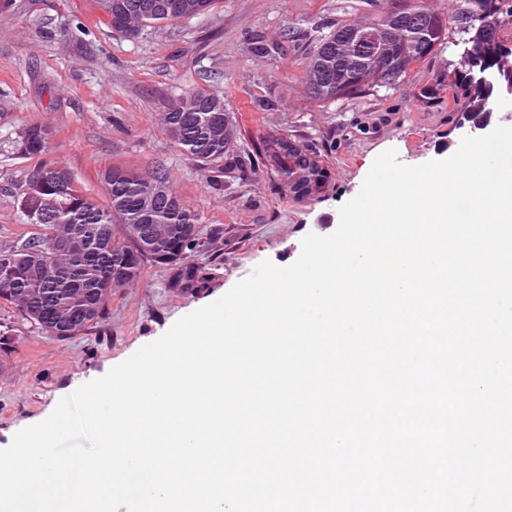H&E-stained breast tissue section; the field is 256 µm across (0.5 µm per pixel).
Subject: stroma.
I'll return each mask as SVG.
<instances>
[{
  "mask_svg": "<svg viewBox=\"0 0 512 512\" xmlns=\"http://www.w3.org/2000/svg\"><path fill=\"white\" fill-rule=\"evenodd\" d=\"M393 2L221 0L208 14L135 37L113 30L93 0H11L0 11V249L39 234L21 199L29 172L43 163L65 167L100 201L101 174L111 166L165 171L197 211L206 242L191 257L203 288H172L170 268L145 263L138 281L113 289L102 318L77 336L47 335L0 306V450L79 386L220 299L260 262L290 265L307 234H332L339 207L356 196L383 151L419 165L457 150L471 130L458 127L451 90L434 100L425 95L457 58L456 30L394 85L324 103L308 95L304 72L318 39L372 23ZM257 40L277 43V52L256 56ZM191 88L223 94L236 149L255 156L252 167L224 160L202 169L179 150L160 114ZM33 124L51 127L50 153L18 154L19 136ZM275 137L309 145L329 169L328 183L308 198L290 196L257 159L262 141Z\"/></svg>",
  "mask_w": 512,
  "mask_h": 512,
  "instance_id": "stroma-1",
  "label": "stroma"
}]
</instances>
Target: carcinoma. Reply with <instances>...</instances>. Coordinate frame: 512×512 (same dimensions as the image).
<instances>
[{"mask_svg":"<svg viewBox=\"0 0 512 512\" xmlns=\"http://www.w3.org/2000/svg\"><path fill=\"white\" fill-rule=\"evenodd\" d=\"M143 0H95L108 24L125 34L160 28L172 21L211 11L220 0H177L175 14H146ZM454 22L459 34L458 59L448 74L427 90L431 99L446 88L460 102V118L486 117L507 82H512V46L499 31L512 22V0H461ZM356 30L380 41L382 54L366 46L355 54L342 37ZM442 17L410 0L383 19L366 25H344L318 41L305 72V83L318 102L396 83L411 65L445 44ZM180 150L200 165L232 151L235 125L224 110V97L204 89L184 92L162 113ZM51 130L39 124L24 130L17 152L45 155ZM262 155L277 181L304 196L328 179L314 152L284 138L263 145ZM66 184L48 177V165L35 167L23 192L22 210L44 233L19 247L0 249V304L15 307L37 329L59 338L83 333L98 321L112 289L136 281L146 261L175 270L172 286L182 292L198 287L191 253L208 242L199 237L198 214L172 190L160 172L141 175L112 166L102 174L107 203L86 195L66 173ZM51 213L44 224L39 216Z\"/></svg>","mask_w":512,"mask_h":512,"instance_id":"1","label":"carcinoma"}]
</instances>
